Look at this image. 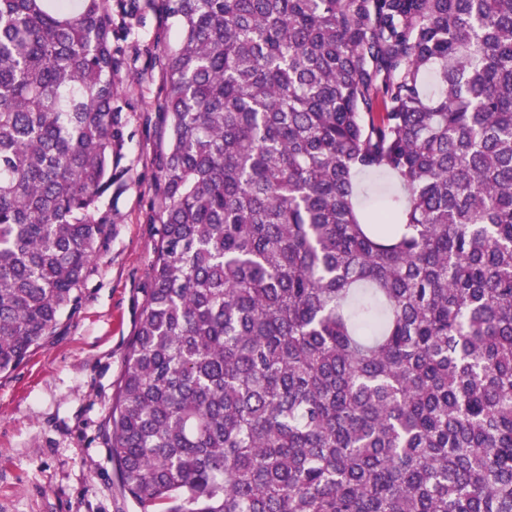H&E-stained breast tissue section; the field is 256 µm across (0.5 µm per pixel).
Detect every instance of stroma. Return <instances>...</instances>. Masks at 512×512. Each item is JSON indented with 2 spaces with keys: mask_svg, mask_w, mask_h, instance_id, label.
Wrapping results in <instances>:
<instances>
[{
  "mask_svg": "<svg viewBox=\"0 0 512 512\" xmlns=\"http://www.w3.org/2000/svg\"><path fill=\"white\" fill-rule=\"evenodd\" d=\"M113 11L120 146L107 219L77 306L15 370L0 373V512H140L123 490L107 421L149 286L164 137L163 70L180 28L154 0Z\"/></svg>",
  "mask_w": 512,
  "mask_h": 512,
  "instance_id": "obj_1",
  "label": "stroma"
}]
</instances>
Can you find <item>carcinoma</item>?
I'll return each instance as SVG.
<instances>
[{
  "mask_svg": "<svg viewBox=\"0 0 512 512\" xmlns=\"http://www.w3.org/2000/svg\"><path fill=\"white\" fill-rule=\"evenodd\" d=\"M150 286L109 448L141 512H512V0H161ZM112 0H0V373L112 191ZM403 196L359 208L355 176ZM356 181L362 189L360 204H368L379 192L400 193L401 187L394 183L389 174H367L360 173Z\"/></svg>",
  "mask_w": 512,
  "mask_h": 512,
  "instance_id": "obj_1",
  "label": "carcinoma"
}]
</instances>
